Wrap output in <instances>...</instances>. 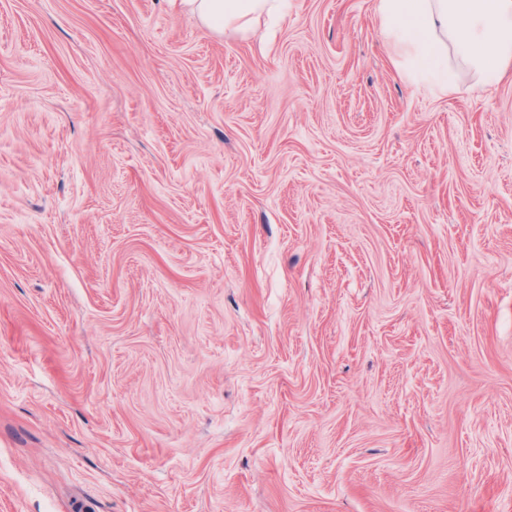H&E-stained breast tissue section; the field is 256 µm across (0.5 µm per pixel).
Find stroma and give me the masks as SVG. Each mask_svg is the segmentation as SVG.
Wrapping results in <instances>:
<instances>
[{
	"instance_id": "1",
	"label": "stroma",
	"mask_w": 512,
	"mask_h": 512,
	"mask_svg": "<svg viewBox=\"0 0 512 512\" xmlns=\"http://www.w3.org/2000/svg\"><path fill=\"white\" fill-rule=\"evenodd\" d=\"M375 2L0 0V512H512V72ZM190 15L219 35L249 38L264 18L275 23L288 15V0H180ZM376 17L401 79L436 97L461 92L457 66L497 86L512 69V0H377Z\"/></svg>"
}]
</instances>
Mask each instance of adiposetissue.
Listing matches in <instances>:
<instances>
[{
  "mask_svg": "<svg viewBox=\"0 0 512 512\" xmlns=\"http://www.w3.org/2000/svg\"><path fill=\"white\" fill-rule=\"evenodd\" d=\"M219 35L250 37L259 21L278 22L289 0H180ZM376 17L401 79L436 97L460 93L457 67L475 76L474 91L512 71V0H377Z\"/></svg>",
  "mask_w": 512,
  "mask_h": 512,
  "instance_id": "obj_1",
  "label": "adipose tissue"
}]
</instances>
